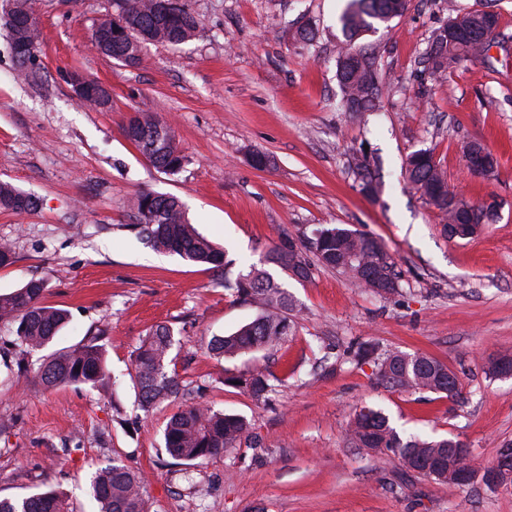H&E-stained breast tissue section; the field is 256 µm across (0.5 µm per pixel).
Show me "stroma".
Listing matches in <instances>:
<instances>
[{"instance_id":"stroma-1","label":"stroma","mask_w":512,"mask_h":512,"mask_svg":"<svg viewBox=\"0 0 512 512\" xmlns=\"http://www.w3.org/2000/svg\"><path fill=\"white\" fill-rule=\"evenodd\" d=\"M452 0H411L405 17L366 33L388 86L376 111L348 115L336 77L345 0H188L202 21L186 43L148 44L142 66L107 58L90 44L112 0H37L41 79L16 80L0 27V181L34 194L24 216L0 211V241L12 265L0 292L32 279L70 323L54 346L101 336L115 384L40 391L0 364V497L48 486L76 512H96L89 483L119 457L148 480L150 512H512V486L453 485L404 474L389 452L350 444L356 410L384 413L400 437H452L475 463H496L512 443V377L486 374L512 355V0H495L500 44L488 64L429 74L421 59ZM313 44L297 40L304 25ZM112 94L107 109L83 106L71 72ZM154 113L187 158L168 175L153 168L122 127ZM477 140L498 161L469 175L464 151ZM382 164L376 196L355 175L360 149ZM432 150L450 190L469 202L496 200L495 223L471 240L449 239L442 218L402 176L406 156ZM266 167L253 163L255 156ZM179 197L192 224L223 246L224 273L154 251L129 207L141 192ZM338 225L368 234L392 254L398 294L383 298L333 269L297 281L266 264L285 233ZM290 294L292 336L274 350L212 356L213 337L235 331L257 308L225 290L222 276L249 266ZM172 328L186 402L247 418L250 443L197 463L176 464L163 448L172 406L136 401L130 359L151 327ZM448 365L461 396L378 384L371 364L347 355L355 341ZM260 368L276 377L259 402L230 378Z\"/></svg>"}]
</instances>
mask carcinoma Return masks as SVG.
<instances>
[{"mask_svg":"<svg viewBox=\"0 0 512 512\" xmlns=\"http://www.w3.org/2000/svg\"><path fill=\"white\" fill-rule=\"evenodd\" d=\"M113 4L117 14L100 21L92 33L98 52L111 59L128 50H141L148 42L178 46L188 41L201 25L186 0H113ZM408 8L409 0H349L339 17L344 42L336 70L346 111H373L384 88L375 56L358 40L364 33L402 18ZM484 15L483 10L450 14L448 21L432 35L426 52L427 69L432 73L453 71L468 62L489 61L490 45L461 35V31L478 26ZM4 25L18 64V75L35 78L41 30L33 0H14V11L4 19ZM77 96L80 102L100 109L109 104L98 95L94 80L83 79ZM129 140L158 170L174 174L184 164L185 156L174 132L154 114H139V125L130 128ZM403 167L410 188L439 211L446 237L471 238L483 225L494 221L495 211L459 199L450 192L432 152L426 149L412 152ZM356 173L364 194L378 193L379 172L368 156L356 164ZM38 205L34 195L10 182L0 181V210L24 215L35 211ZM131 208L138 218L139 234L155 250L175 254L194 264L209 265L217 271L226 264L225 251L198 232L177 197L142 192L132 199ZM267 261L299 281L309 279L312 268L319 265L345 274L360 287L380 296L392 295L399 288L395 261L383 245L364 233L343 227L324 226L299 244L285 235L270 249ZM224 288L254 304L259 314L235 331L213 337L210 352L215 357H234L288 341L295 326L294 302L266 270L252 267L235 281H224ZM44 290L43 281L30 280L9 294H0V322L16 324L17 344L28 352L47 348L70 320L67 310L42 302ZM173 345L172 328L157 325L149 330L133 357L131 380L138 390L140 409L145 412L183 394L176 372L169 369L175 363L171 357ZM352 355L359 362L373 361L376 380L387 387L432 393L448 391L450 369L435 358L399 351L378 353L368 344L358 345ZM32 372L34 384L45 391L64 385H89L106 390L111 381L105 347L95 337L40 358L32 364ZM235 382L257 401L268 399V394L274 391L270 378L260 369L229 379V383ZM251 437L252 427L246 418L205 405L184 403L166 424L164 449L171 458L193 466ZM347 437L360 450L390 451L398 456L406 471L442 482L448 481V461L462 469L472 466L469 455L448 454L455 440L419 436L403 440L388 418L374 409L353 417ZM89 492L99 504L100 512H148L145 477L120 459L95 472ZM0 512H73V508L64 492L48 489L19 499L1 498Z\"/></svg>","mask_w":512,"mask_h":512,"instance_id":"1","label":"carcinoma"}]
</instances>
